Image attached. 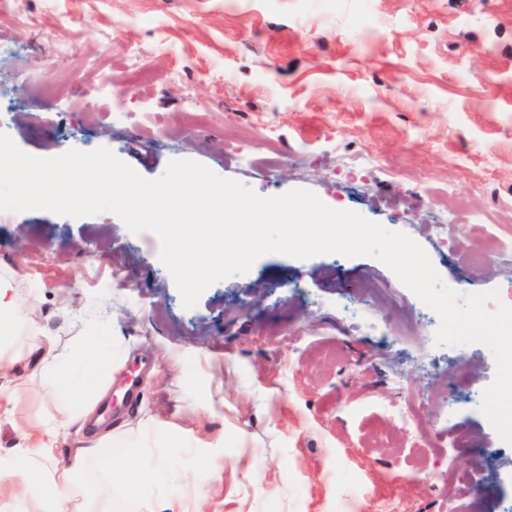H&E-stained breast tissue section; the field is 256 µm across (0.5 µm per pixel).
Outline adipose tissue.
<instances>
[{
    "mask_svg": "<svg viewBox=\"0 0 512 512\" xmlns=\"http://www.w3.org/2000/svg\"><path fill=\"white\" fill-rule=\"evenodd\" d=\"M34 327V304H20L11 282L0 280V336H11L15 325ZM91 340H84L72 350L60 349L57 337L42 336L33 344L0 348V409L13 410L28 382L41 380L50 387L56 401V414L46 425L25 433L11 466L0 467V492L9 491L25 497L28 472L41 475V484L50 492L48 512H126L129 492L124 484H113L103 494L87 491V464L91 449H77L71 465L63 470L52 468L50 461L56 448L71 444L76 425L91 421L98 400L104 394L103 372L111 367V355L91 353Z\"/></svg>",
    "mask_w": 512,
    "mask_h": 512,
    "instance_id": "adipose-tissue-1",
    "label": "adipose tissue"
}]
</instances>
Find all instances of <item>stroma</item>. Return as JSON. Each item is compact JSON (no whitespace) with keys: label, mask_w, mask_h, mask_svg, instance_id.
I'll return each mask as SVG.
<instances>
[{"label":"stroma","mask_w":512,"mask_h":512,"mask_svg":"<svg viewBox=\"0 0 512 512\" xmlns=\"http://www.w3.org/2000/svg\"><path fill=\"white\" fill-rule=\"evenodd\" d=\"M145 62L156 82L123 84ZM0 86V133L30 155L105 147L147 179L191 159L262 196L308 189L410 236L442 281L512 293V260L463 258L512 218V0H0ZM444 221L439 246L428 227ZM160 251L110 212L0 219V278L35 301L42 330L122 345L100 400L116 440L92 477L141 444L167 461L165 481L114 478L152 512H193L200 494L208 512L512 506V446L480 409L404 432L407 398L433 408L459 373L461 398L483 394L496 363L481 342L462 364L430 344L431 309L379 260L267 254L188 309ZM116 271L129 287H113ZM364 276L404 308L358 295ZM131 369L141 384L124 408ZM53 412L29 385L0 411V448Z\"/></svg>","instance_id":"obj_1"}]
</instances>
